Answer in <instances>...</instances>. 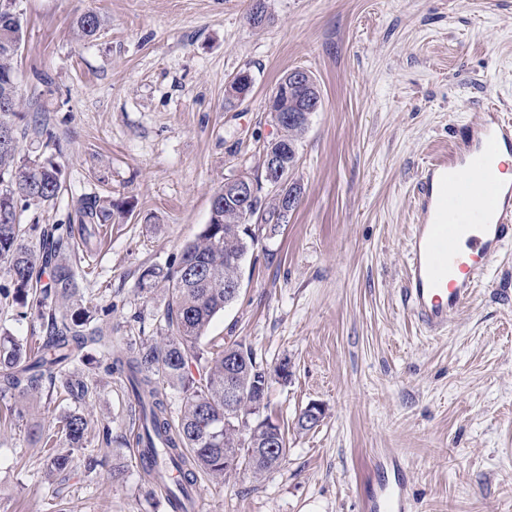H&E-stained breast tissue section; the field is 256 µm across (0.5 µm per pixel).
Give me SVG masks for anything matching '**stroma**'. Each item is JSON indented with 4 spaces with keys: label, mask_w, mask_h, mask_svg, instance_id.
I'll return each instance as SVG.
<instances>
[{
    "label": "stroma",
    "mask_w": 512,
    "mask_h": 512,
    "mask_svg": "<svg viewBox=\"0 0 512 512\" xmlns=\"http://www.w3.org/2000/svg\"><path fill=\"white\" fill-rule=\"evenodd\" d=\"M265 4L255 25L252 0H20L19 150L53 159L62 184L21 221L72 224L79 199L111 197L118 211L71 250L73 269L116 341H153L167 294L140 291L142 270L177 267L214 190L260 173L278 135L268 99L284 73L308 71L322 104L290 173L300 202L251 248L237 298L200 340L289 362L266 410L287 454L259 478L199 474L201 512H363L381 451L407 470L411 512H512V247L440 334L402 296L421 166L489 104L512 116V0ZM88 12L102 26L82 40L73 22ZM244 69L251 92L228 98ZM78 371L96 390L64 477L48 474L39 435L72 403L48 382L28 400L0 396V512H167L135 464L119 383L93 356ZM313 401L323 420L298 430Z\"/></svg>",
    "instance_id": "obj_1"
}]
</instances>
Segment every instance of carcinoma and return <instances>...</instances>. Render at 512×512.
Wrapping results in <instances>:
<instances>
[{
    "label": "carcinoma",
    "instance_id": "cac0c4a2",
    "mask_svg": "<svg viewBox=\"0 0 512 512\" xmlns=\"http://www.w3.org/2000/svg\"><path fill=\"white\" fill-rule=\"evenodd\" d=\"M77 34L84 39L97 35L100 18L84 13L76 18ZM23 39L22 13L0 12V100L11 99L12 112L0 111V127H11L8 143H0V264L5 265L13 285L16 303L45 327L42 342L32 347L17 340L6 328L0 329V392L20 398L42 391L44 378H60L63 393L77 403L86 400L89 385L72 367L86 359L84 350L93 347L107 370L125 379L138 404L136 444L166 457L183 475V483L171 494L192 491L198 473L224 479V449L242 448L245 441L262 448L268 442L261 413L254 405L251 387L263 381L268 368L256 360L251 348L240 342L220 346L207 358L199 341L214 316L231 300L230 288L238 279L240 265L254 242L239 223L238 213L224 209V189H217L211 204L219 220L206 225L188 243L178 266L171 270L148 267L140 276V289L150 291L163 282L167 306L163 314L168 334L151 342L131 341L119 350L99 320L97 309L79 294L75 272L68 258L71 240L84 237L88 224H104L112 218L115 204L107 198L88 197L77 207L80 224H59L54 231L20 223L19 209L53 201L61 190L60 170L50 160L39 161L17 155L18 137L9 116L19 112L15 91L14 60ZM39 232L38 245L29 241ZM48 282H43L44 274ZM235 357L234 379L241 387L236 412L252 420L245 437L237 430L224 431V353ZM177 387L183 394L178 425H173L165 387ZM89 420L78 409L57 419V430L44 438L48 474L71 470L74 458L56 448L63 441L80 448Z\"/></svg>",
    "mask_w": 512,
    "mask_h": 512
}]
</instances>
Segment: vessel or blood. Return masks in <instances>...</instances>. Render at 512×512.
I'll return each instance as SVG.
<instances>
[{
	"instance_id": "vessel-or-blood-1",
	"label": "vessel or blood",
	"mask_w": 512,
	"mask_h": 512,
	"mask_svg": "<svg viewBox=\"0 0 512 512\" xmlns=\"http://www.w3.org/2000/svg\"><path fill=\"white\" fill-rule=\"evenodd\" d=\"M512 153V119L488 108L450 151L420 169L417 220L406 241L405 297L426 329L441 333L501 252L512 245V183L500 178ZM398 455L374 457L365 512H407Z\"/></svg>"
}]
</instances>
